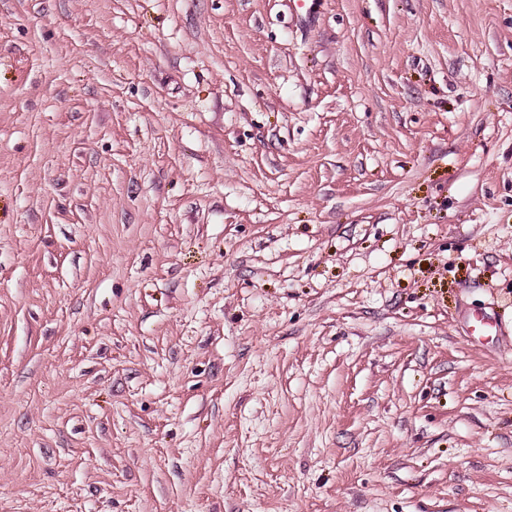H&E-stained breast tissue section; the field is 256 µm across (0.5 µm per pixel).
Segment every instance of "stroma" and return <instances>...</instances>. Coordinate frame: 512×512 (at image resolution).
I'll list each match as a JSON object with an SVG mask.
<instances>
[{
  "label": "stroma",
  "instance_id": "35a3bbf8",
  "mask_svg": "<svg viewBox=\"0 0 512 512\" xmlns=\"http://www.w3.org/2000/svg\"><path fill=\"white\" fill-rule=\"evenodd\" d=\"M0 512H512V0H0Z\"/></svg>",
  "mask_w": 512,
  "mask_h": 512
}]
</instances>
